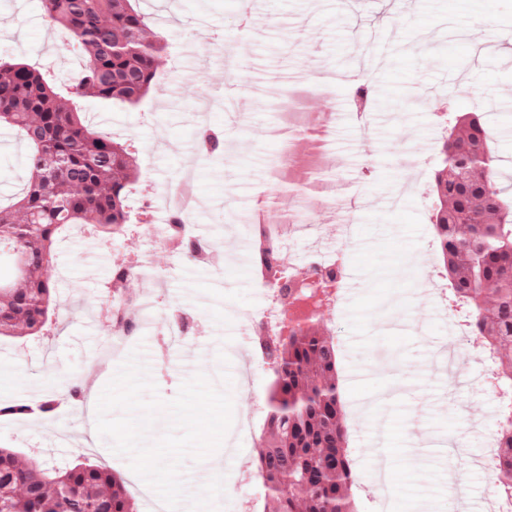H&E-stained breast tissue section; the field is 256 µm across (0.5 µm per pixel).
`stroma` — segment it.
Here are the masks:
<instances>
[{
  "instance_id": "1",
  "label": "stroma",
  "mask_w": 512,
  "mask_h": 512,
  "mask_svg": "<svg viewBox=\"0 0 512 512\" xmlns=\"http://www.w3.org/2000/svg\"><path fill=\"white\" fill-rule=\"evenodd\" d=\"M150 17L172 12L162 26L168 49L159 60L156 82L134 110L106 109L120 139L136 148L138 178L132 203L167 190L184 165H191L201 205L194 217L214 251L205 261L183 259L179 250L156 246L130 234L116 241L97 239L88 251L84 236L68 231L58 242L51 276L60 310L44 340H0V403L53 399L50 418L0 417V448L39 455L51 465L87 459L119 474L139 505L153 512L143 482L127 457L111 450L109 439L84 446L80 412L68 393L80 379L94 378L103 389L123 361L97 349L107 335L98 318L108 307L106 286L112 268L137 256L147 260L148 276L131 280L127 292L158 296L160 307L178 306L198 314L190 341L204 351L197 371H227L235 416L251 418L261 431L270 377L254 354L247 317L265 303L251 259L239 258L250 238L245 213L266 196L273 219L294 212L305 216V235L285 245L298 272L307 256L323 250L341 257L345 278L356 283L341 308L325 310L322 329L335 336L340 385L349 429L348 451L360 481L354 490L358 512H381L370 491L369 446L392 461L393 512H448V476L465 480L475 500H488L491 478L476 462L496 430L497 403L482 370L484 354L462 346V330H449L446 309L433 285L443 283L430 222L431 187L437 152L448 134V118L473 112L483 118L488 144L498 161L501 183L512 182V0H265V11L242 35L243 0H139ZM208 29H198V17ZM379 27L390 37L388 63L372 72L369 107L356 114L346 91L332 76L352 72L368 48L365 30ZM17 55L64 84L82 58L62 29L50 26L42 0H0V56ZM238 63L235 76L225 55ZM233 95L235 114L225 113L224 95ZM213 103L210 128L223 132L219 155L203 152L196 104ZM336 113L330 128L298 133L287 113ZM246 123H239V115ZM15 146L0 148V199H10L27 174L28 149L17 130ZM319 150L335 156L326 176L339 192L365 198L357 236L345 243L323 204L298 199L271 181L272 162H301ZM410 176L413 189L404 207L392 208L394 186ZM148 366L160 398L176 396L191 378L171 366L161 371L163 347L157 328L143 329L125 345ZM367 371L362 381L354 371ZM256 443L236 451L220 449L218 474L239 484L218 498L217 512H268L262 486L245 483L255 465Z\"/></svg>"
}]
</instances>
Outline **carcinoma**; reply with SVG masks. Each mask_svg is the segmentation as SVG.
Instances as JSON below:
<instances>
[{
  "instance_id": "1",
  "label": "carcinoma",
  "mask_w": 512,
  "mask_h": 512,
  "mask_svg": "<svg viewBox=\"0 0 512 512\" xmlns=\"http://www.w3.org/2000/svg\"><path fill=\"white\" fill-rule=\"evenodd\" d=\"M134 0H43L47 21L85 57L59 87L36 67L0 60V125L23 133L29 174L0 204V338L44 336L55 316L51 265L60 234L82 224L118 239L130 230L137 178L132 144L93 128L79 102L136 108L155 83L163 39ZM431 223L442 274L469 311V334L490 357L502 389L491 473L512 497V198L498 181L480 117H454L440 151ZM253 260L283 316L303 308L296 275L277 243L254 230ZM131 267L112 268L109 294L123 293ZM254 350L272 380L256 474L272 512H357V474L346 448L336 343L312 319L288 332L255 326ZM0 512H137L123 481L90 462L65 469L0 448Z\"/></svg>"
}]
</instances>
